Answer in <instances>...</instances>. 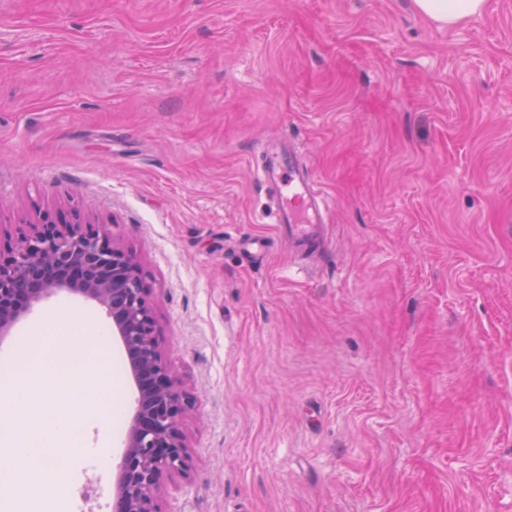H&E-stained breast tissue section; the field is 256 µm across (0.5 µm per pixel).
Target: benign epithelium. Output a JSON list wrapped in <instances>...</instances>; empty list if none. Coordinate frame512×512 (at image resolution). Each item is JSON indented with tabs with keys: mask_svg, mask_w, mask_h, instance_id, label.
<instances>
[{
	"mask_svg": "<svg viewBox=\"0 0 512 512\" xmlns=\"http://www.w3.org/2000/svg\"><path fill=\"white\" fill-rule=\"evenodd\" d=\"M63 291L96 302L112 319L137 389L112 512H160L162 473L189 469L183 422L194 401L162 350L143 270L97 224H32L14 251L0 255V338Z\"/></svg>",
	"mask_w": 512,
	"mask_h": 512,
	"instance_id": "benign-epithelium-1",
	"label": "benign epithelium"
}]
</instances>
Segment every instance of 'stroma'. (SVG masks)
Masks as SVG:
<instances>
[{
	"mask_svg": "<svg viewBox=\"0 0 512 512\" xmlns=\"http://www.w3.org/2000/svg\"><path fill=\"white\" fill-rule=\"evenodd\" d=\"M284 138L318 258L254 175ZM31 221L148 277L195 399L161 512H512V0H0V247ZM51 312L112 328L62 293L0 359ZM122 427L66 449L68 512H111ZM418 13L441 26H452L483 14L486 0H412Z\"/></svg>",
	"mask_w": 512,
	"mask_h": 512,
	"instance_id": "stroma-1",
	"label": "stroma"
}]
</instances>
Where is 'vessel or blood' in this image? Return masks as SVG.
Wrapping results in <instances>:
<instances>
[{
  "instance_id": "obj_1",
  "label": "vessel or blood",
  "mask_w": 512,
  "mask_h": 512,
  "mask_svg": "<svg viewBox=\"0 0 512 512\" xmlns=\"http://www.w3.org/2000/svg\"><path fill=\"white\" fill-rule=\"evenodd\" d=\"M257 176L275 194H286L287 199L278 206L276 216L289 238L304 250L324 245L326 203L312 175L295 158L281 151L267 157Z\"/></svg>"
}]
</instances>
